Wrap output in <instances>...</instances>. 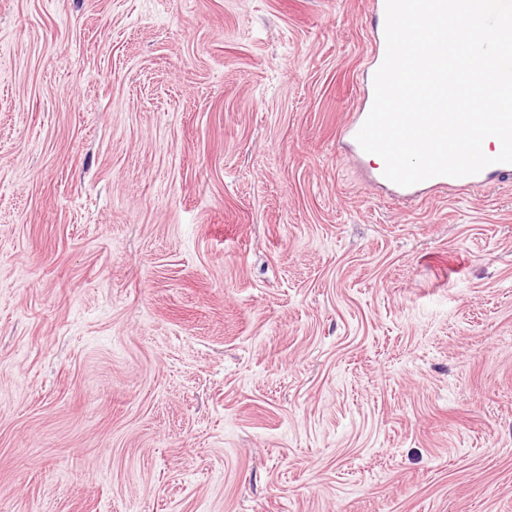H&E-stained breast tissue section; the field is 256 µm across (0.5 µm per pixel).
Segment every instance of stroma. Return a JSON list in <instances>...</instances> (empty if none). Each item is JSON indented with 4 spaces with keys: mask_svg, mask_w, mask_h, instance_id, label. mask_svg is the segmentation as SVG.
<instances>
[{
    "mask_svg": "<svg viewBox=\"0 0 512 512\" xmlns=\"http://www.w3.org/2000/svg\"><path fill=\"white\" fill-rule=\"evenodd\" d=\"M368 0H0V512H512V184L344 146ZM375 178L384 184L397 187L399 197L417 198L423 193L463 195L488 187L495 182L511 180L512 164H493L480 173L464 177L436 176L409 187L399 186L384 176V165L375 167Z\"/></svg>",
    "mask_w": 512,
    "mask_h": 512,
    "instance_id": "1",
    "label": "stroma"
}]
</instances>
